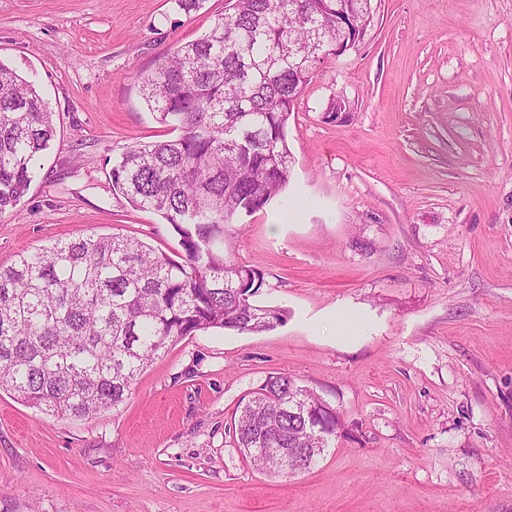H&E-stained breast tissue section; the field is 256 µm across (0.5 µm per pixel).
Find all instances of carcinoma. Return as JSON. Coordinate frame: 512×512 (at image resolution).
<instances>
[{"label":"carcinoma","mask_w":512,"mask_h":512,"mask_svg":"<svg viewBox=\"0 0 512 512\" xmlns=\"http://www.w3.org/2000/svg\"><path fill=\"white\" fill-rule=\"evenodd\" d=\"M346 16L369 25L370 0H234L232 14L139 77L154 120L178 135L125 147L112 191L160 215L182 254L114 233L58 240L0 267L1 390L50 416L91 417L122 404L181 337L284 322V310L257 304L263 277L227 244L243 216L288 186V117L345 39L336 19ZM54 134L34 84L0 61V218L26 195ZM339 429L336 409L275 374L240 406L235 436L245 458L279 476L311 469Z\"/></svg>","instance_id":"1"}]
</instances>
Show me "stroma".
<instances>
[{
	"instance_id": "stroma-1",
	"label": "stroma",
	"mask_w": 512,
	"mask_h": 512,
	"mask_svg": "<svg viewBox=\"0 0 512 512\" xmlns=\"http://www.w3.org/2000/svg\"><path fill=\"white\" fill-rule=\"evenodd\" d=\"M231 0H0V61L56 134L0 218V266L57 240L179 237L112 194V160L169 138L137 79ZM287 125L284 193L242 217L275 329L183 337L124 404L57 418L0 392V512H512V0H371ZM284 374L344 429L274 477L234 444L242 399Z\"/></svg>"
}]
</instances>
